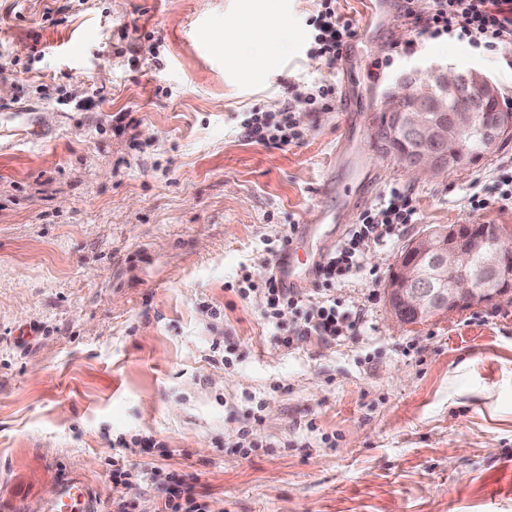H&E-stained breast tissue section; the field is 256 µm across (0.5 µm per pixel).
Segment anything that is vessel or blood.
<instances>
[{"label":"vessel or blood","mask_w":512,"mask_h":512,"mask_svg":"<svg viewBox=\"0 0 512 512\" xmlns=\"http://www.w3.org/2000/svg\"><path fill=\"white\" fill-rule=\"evenodd\" d=\"M321 194L326 205L319 211L315 223L298 225L295 239L311 240L316 244L309 260H299L294 246H287L272 265V273L280 287H291L298 275L316 274L324 257L335 247L336 238L350 219L356 206L355 201L341 194L334 183H325ZM47 512H93L90 506L86 485L80 481H70L61 485L57 498L48 504Z\"/></svg>","instance_id":"vessel-or-blood-1"}]
</instances>
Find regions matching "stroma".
Listing matches in <instances>:
<instances>
[{
	"mask_svg": "<svg viewBox=\"0 0 512 512\" xmlns=\"http://www.w3.org/2000/svg\"><path fill=\"white\" fill-rule=\"evenodd\" d=\"M317 9L0 0V512L75 479L113 512L116 460L186 475L208 512H512V304L398 327L386 298L428 228L512 225L470 205L512 175V139L422 179L363 132L365 205L397 186L417 216L337 286L356 335L280 346L246 289L314 221L354 112L436 64L512 98V47L421 33L394 6L367 29L363 0H336L356 36L330 68L308 54ZM321 84L336 99L296 111L298 140L242 136L246 112Z\"/></svg>",
	"mask_w": 512,
	"mask_h": 512,
	"instance_id": "1",
	"label": "stroma"
}]
</instances>
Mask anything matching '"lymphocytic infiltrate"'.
Listing matches in <instances>:
<instances>
[{
    "label": "lymphocytic infiltrate",
    "mask_w": 512,
    "mask_h": 512,
    "mask_svg": "<svg viewBox=\"0 0 512 512\" xmlns=\"http://www.w3.org/2000/svg\"><path fill=\"white\" fill-rule=\"evenodd\" d=\"M334 0H321V10L310 19L311 54L326 66L341 60L348 42L356 31L351 24L340 22L333 7ZM406 19L415 20L422 32L430 34L458 33L473 45L497 49L512 45V0H429L424 15L415 16L405 8ZM295 102L284 99L278 109H260L248 113L242 123L245 138L258 144H287L296 139L293 118ZM417 215L413 198L398 187L386 192L373 207L365 209L356 224L339 242L336 249L319 267L316 277L321 298L306 304L293 291L279 287L273 274L250 281L249 290L264 303L263 317L276 331V341L289 347L310 336L335 341L355 335L362 322L360 314L341 309L332 292L336 284L363 266L365 249L389 238L395 227L412 223ZM294 309L298 322L284 326L279 320L283 309Z\"/></svg>",
    "instance_id": "f902f5d3"
}]
</instances>
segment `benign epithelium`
<instances>
[{"mask_svg":"<svg viewBox=\"0 0 512 512\" xmlns=\"http://www.w3.org/2000/svg\"><path fill=\"white\" fill-rule=\"evenodd\" d=\"M498 97L494 83L475 69L433 68L398 82L384 102L392 117L385 153L412 172L441 173L452 160L440 152L454 145L467 162L481 160L498 141L512 137V114H487ZM393 320L404 312L424 322L475 305L512 301V226L437 225L413 239L388 282Z\"/></svg>","mask_w":512,"mask_h":512,"instance_id":"7a95c632","label":"benign epithelium"}]
</instances>
